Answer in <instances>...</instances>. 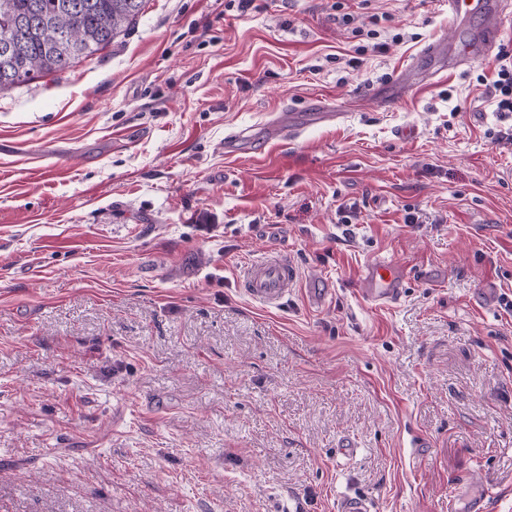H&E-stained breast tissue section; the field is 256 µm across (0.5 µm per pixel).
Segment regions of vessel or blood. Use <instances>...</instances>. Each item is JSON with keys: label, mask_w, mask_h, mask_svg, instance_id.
<instances>
[{"label": "vessel or blood", "mask_w": 512, "mask_h": 512, "mask_svg": "<svg viewBox=\"0 0 512 512\" xmlns=\"http://www.w3.org/2000/svg\"><path fill=\"white\" fill-rule=\"evenodd\" d=\"M448 14L454 22H463L472 16L487 17L478 44L466 42L447 50L445 44H429L425 55L441 58L446 53H454L457 61L474 59L477 52H493L501 37L502 30L494 17L502 7L501 0H444ZM300 129L293 122L278 119L266 128L268 141H286L295 139ZM297 278V268L287 255L265 259L248 267L238 278L237 286L244 294L268 307L280 306L288 289ZM359 282L364 297L373 304L386 305L397 300L405 283V271L388 261L368 262L360 271Z\"/></svg>", "instance_id": "b4317fda"}]
</instances>
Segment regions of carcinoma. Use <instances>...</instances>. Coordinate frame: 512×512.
<instances>
[{
	"label": "carcinoma",
	"mask_w": 512,
	"mask_h": 512,
	"mask_svg": "<svg viewBox=\"0 0 512 512\" xmlns=\"http://www.w3.org/2000/svg\"><path fill=\"white\" fill-rule=\"evenodd\" d=\"M146 0H0V93L63 72L133 26Z\"/></svg>",
	"instance_id": "1"
}]
</instances>
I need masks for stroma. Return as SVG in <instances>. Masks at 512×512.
<instances>
[{"label":"stroma","instance_id":"obj_1","mask_svg":"<svg viewBox=\"0 0 512 512\" xmlns=\"http://www.w3.org/2000/svg\"><path fill=\"white\" fill-rule=\"evenodd\" d=\"M470 37L441 0H147L0 93V512H512V112L480 59L390 95ZM279 253L267 308L237 279ZM377 258L415 271L386 307ZM299 134L300 128L289 120V116L288 122L285 120V118L278 119L277 121L267 126L265 137L268 142L265 145L258 147L254 151V154H261L265 150L266 146L272 141L281 142L292 140L295 139ZM296 278V266L287 254H281L248 267L238 278L237 287L267 307H278ZM405 271L385 260L368 262L360 271L359 282L364 297L375 305L397 300L404 288Z\"/></svg>","mask_w":512,"mask_h":512}]
</instances>
